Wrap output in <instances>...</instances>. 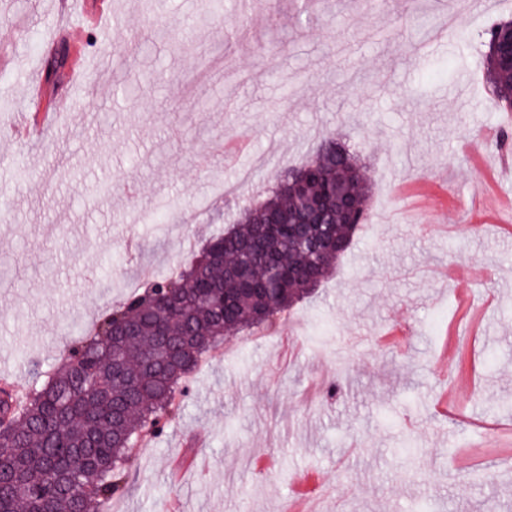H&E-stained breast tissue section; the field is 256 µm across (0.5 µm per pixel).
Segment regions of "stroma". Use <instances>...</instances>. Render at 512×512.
Returning a JSON list of instances; mask_svg holds the SVG:
<instances>
[{"label": "stroma", "mask_w": 512, "mask_h": 512, "mask_svg": "<svg viewBox=\"0 0 512 512\" xmlns=\"http://www.w3.org/2000/svg\"><path fill=\"white\" fill-rule=\"evenodd\" d=\"M0 0V366L20 390L335 134L368 217L315 297L201 364L117 512H512V111L503 0ZM100 23H93V15ZM71 48L41 83L61 27ZM107 68L69 87L73 61ZM72 106L14 140L23 114ZM249 150L221 158L225 142ZM253 180L226 195L244 171ZM136 199H127L125 185ZM468 267L465 291L431 278ZM410 326L404 349L382 329ZM508 29V22L491 25L486 35V64L487 80L490 83L491 91L502 104L504 109H508L507 99L512 97V71L499 68L494 64V47L504 31Z\"/></svg>", "instance_id": "stroma-1"}]
</instances>
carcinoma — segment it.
<instances>
[{
	"label": "carcinoma",
	"instance_id": "cac0c4a2",
	"mask_svg": "<svg viewBox=\"0 0 512 512\" xmlns=\"http://www.w3.org/2000/svg\"><path fill=\"white\" fill-rule=\"evenodd\" d=\"M508 23L486 35L487 80L502 104L512 97V71L494 64V47ZM341 191L353 215L328 217L323 226L343 243L319 251L288 227V216L312 198ZM369 176L354 153L326 135L311 161L289 167L260 202L241 207L238 220L210 239L198 256L171 277L147 284L169 291L144 304L129 297L100 320L98 334L82 342L51 372L34 365V385L15 400L4 393L0 413V508L5 512H104L122 495L140 434L172 417L182 383L224 338L270 325L310 296L336 268L367 220ZM128 316L134 335L112 344L101 335L113 319ZM194 334L181 350L187 365L166 374L160 338Z\"/></svg>",
	"mask_w": 512,
	"mask_h": 512
}]
</instances>
